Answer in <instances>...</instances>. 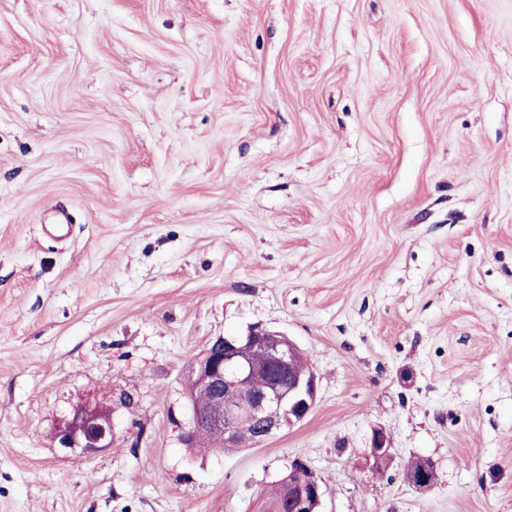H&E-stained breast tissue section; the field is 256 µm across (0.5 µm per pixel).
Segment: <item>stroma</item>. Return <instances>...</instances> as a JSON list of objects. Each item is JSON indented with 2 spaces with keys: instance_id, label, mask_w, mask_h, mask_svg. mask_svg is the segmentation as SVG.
<instances>
[{
  "instance_id": "35a3bbf8",
  "label": "stroma",
  "mask_w": 512,
  "mask_h": 512,
  "mask_svg": "<svg viewBox=\"0 0 512 512\" xmlns=\"http://www.w3.org/2000/svg\"><path fill=\"white\" fill-rule=\"evenodd\" d=\"M255 325L312 411L185 447ZM296 457L322 512H512V0H0V512H257ZM58 448L93 454L112 445V415L97 406L74 409L56 432Z\"/></svg>"
}]
</instances>
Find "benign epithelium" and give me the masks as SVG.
Masks as SVG:
<instances>
[{
	"label": "benign epithelium",
	"mask_w": 512,
	"mask_h": 512,
	"mask_svg": "<svg viewBox=\"0 0 512 512\" xmlns=\"http://www.w3.org/2000/svg\"><path fill=\"white\" fill-rule=\"evenodd\" d=\"M261 353L268 359L271 381L263 390H249L247 359ZM303 360L299 349L277 331L252 327L244 336H217L204 354L189 366V381L207 403L192 402V421L183 435L188 446L199 434L213 430L224 447L235 448L243 430L253 427L264 441L306 419L317 391L313 372L297 373L294 362ZM55 439L62 449L93 454L112 445V415L97 406L79 407L66 418ZM288 504L293 512H318L325 491L319 477L301 458L288 466L285 477Z\"/></svg>",
	"instance_id": "obj_1"
}]
</instances>
